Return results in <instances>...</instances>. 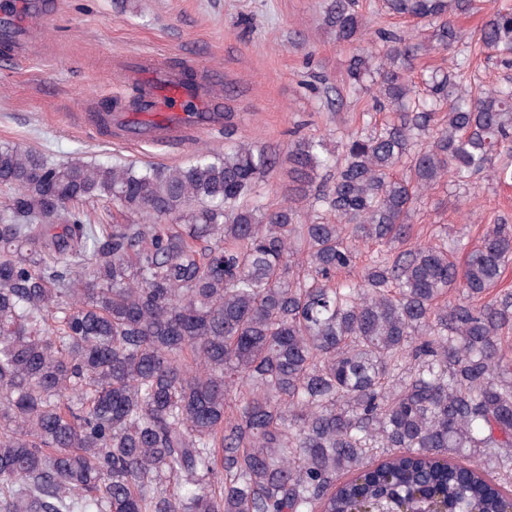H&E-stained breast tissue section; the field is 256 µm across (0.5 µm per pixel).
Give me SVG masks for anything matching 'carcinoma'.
I'll return each mask as SVG.
<instances>
[{
	"instance_id": "carcinoma-1",
	"label": "carcinoma",
	"mask_w": 512,
	"mask_h": 512,
	"mask_svg": "<svg viewBox=\"0 0 512 512\" xmlns=\"http://www.w3.org/2000/svg\"><path fill=\"white\" fill-rule=\"evenodd\" d=\"M379 6L410 24L382 47L360 0L324 7L350 91L391 112L339 158L316 137L169 166L0 145V512L512 509L511 471L453 452L512 467V225L459 262L407 223L442 182L512 178V79L464 83L473 51L512 68V5L470 42L454 19L475 0ZM432 51L451 64L418 83ZM99 200L125 223L71 207ZM284 173V168L277 166L259 180L257 189L264 202L276 203L282 199L287 183Z\"/></svg>"
}]
</instances>
